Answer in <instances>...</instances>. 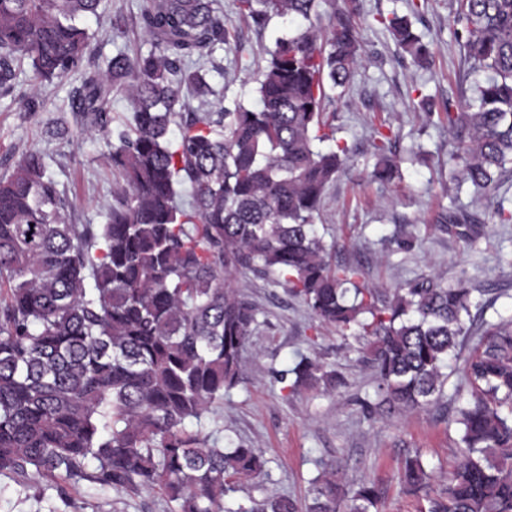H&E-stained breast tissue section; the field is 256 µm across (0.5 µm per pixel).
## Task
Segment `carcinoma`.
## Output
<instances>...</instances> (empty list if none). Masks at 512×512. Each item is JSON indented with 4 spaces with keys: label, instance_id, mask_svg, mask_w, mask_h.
Here are the masks:
<instances>
[{
    "label": "carcinoma",
    "instance_id": "1",
    "mask_svg": "<svg viewBox=\"0 0 512 512\" xmlns=\"http://www.w3.org/2000/svg\"><path fill=\"white\" fill-rule=\"evenodd\" d=\"M328 0H234L258 30L301 21L275 40L257 79L256 102L213 105L205 65L234 43L249 72L253 49L224 18L220 0H143L138 23L151 51L112 56L84 73L79 111L100 119L113 94L130 103L112 144V203L105 223L74 224L39 152L0 178V474L49 479L59 492L158 491L173 512H224V497L258 478L265 461L244 442L224 448L214 432L185 422L220 418L224 392L243 379L242 353L255 307L234 287L250 272L288 286L322 325L366 337L376 392L406 411L437 401L465 342L466 388L454 393L460 460L434 491L417 454L403 482L425 494L428 512H512V319L484 318L485 290L428 275L388 295L358 282L359 269L332 262L319 234L324 193L350 159L326 104L348 84L361 55L354 7ZM100 0H0V93L31 72L35 108L45 84L83 68L91 34L83 21ZM461 26L464 106L446 108L451 160L475 190L512 181V0H453ZM377 22L421 67L431 51L406 16ZM195 99L199 106L190 107ZM178 134L170 136L171 127ZM370 177H401L389 137L372 141ZM468 244L484 225L464 210L439 218ZM354 300L348 301V291ZM290 389H334L343 378L307 355L279 381ZM328 464L301 508L280 494L238 512H373L371 481L351 496Z\"/></svg>",
    "mask_w": 512,
    "mask_h": 512
}]
</instances>
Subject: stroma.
Returning a JSON list of instances; mask_svg holds the SVG:
<instances>
[{"mask_svg":"<svg viewBox=\"0 0 512 512\" xmlns=\"http://www.w3.org/2000/svg\"><path fill=\"white\" fill-rule=\"evenodd\" d=\"M412 2L357 0L365 22L361 60L345 94L330 107L336 138L348 144L352 157L326 190L318 231L325 241L335 242L334 262L359 265L372 286L393 289L429 274L450 285L469 278L493 298L484 317L495 322L512 316V224L499 222L489 198L453 179L457 167L448 158L451 137L444 112L460 105L462 54L450 18L451 0H423L419 16L413 17L414 29L432 51L424 68L400 57L392 35L377 23L381 15H410ZM141 4L103 0L101 17L85 22L93 38L83 72L45 86L36 111H28L20 98L28 89L26 77H18L16 93L0 96V177L11 173L24 154L41 152L48 174L71 204L75 224L105 221L113 189L112 133L130 109L124 96H113L107 134L85 137L81 131L87 119L75 107V92L84 71L105 70L113 55L149 53L151 42L136 26H129L124 37L113 36L110 29L114 11L134 16ZM213 58L207 79L223 90L226 102L253 103L257 84L240 72L234 46L217 49ZM377 132L396 138L402 152V176L387 185L369 179L375 163L370 140ZM451 208L466 210L483 224L485 235L475 245L441 230L438 217ZM399 235L414 236V248L399 249ZM235 286L254 304L257 326L243 352L244 380L224 394L222 425L206 420L202 429H217L224 440L259 448L267 475L243 483L225 498V508L233 512L249 497L269 493L310 503L313 479L324 463L337 461L343 489L363 478L384 488L379 512H425L424 498L404 492L399 475L405 459L419 452L434 469L435 487L447 483L459 458V432L451 418L452 394L463 380L461 365H453L444 397L428 408L367 410L363 403L374 400L375 380L361 360L364 340L317 326L284 285L247 273ZM300 353L341 373L345 387L319 393L285 388L274 373L292 366ZM172 510L155 492L101 493L83 485L62 494L46 482L0 475V512Z\"/></svg>","mask_w":512,"mask_h":512,"instance_id":"35a3bbf8","label":"stroma"}]
</instances>
